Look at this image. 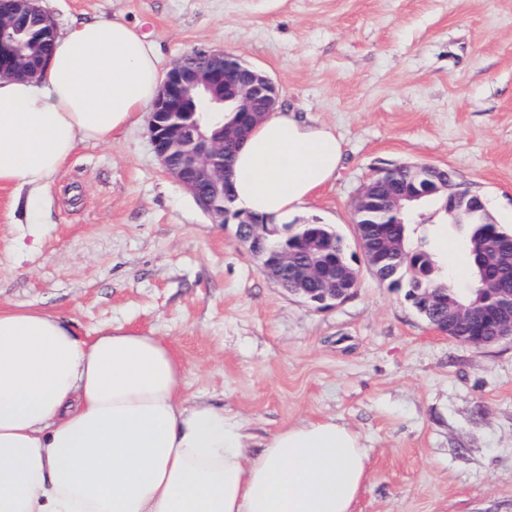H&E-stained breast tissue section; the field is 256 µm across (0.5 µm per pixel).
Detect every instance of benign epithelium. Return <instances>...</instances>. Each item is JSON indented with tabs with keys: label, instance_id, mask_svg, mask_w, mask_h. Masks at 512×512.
I'll return each instance as SVG.
<instances>
[{
	"label": "benign epithelium",
	"instance_id": "obj_1",
	"mask_svg": "<svg viewBox=\"0 0 512 512\" xmlns=\"http://www.w3.org/2000/svg\"><path fill=\"white\" fill-rule=\"evenodd\" d=\"M1 55L8 57L5 63H0L1 76H32L38 72L36 65L20 63L8 55L6 44L0 40ZM193 95L200 98L201 109L188 129L176 119L175 113L184 100ZM279 96V87L268 75L223 50L185 55L165 73L150 111L149 130L154 151L164 173L192 195L212 223L225 222L224 206L216 203V198L224 195L227 182L224 144L240 138L239 130L234 127L223 128L220 138L209 137L212 126L224 123L225 98L235 100L237 111L254 126L274 112ZM186 141L192 142V148L183 149ZM456 182L455 174L450 171L448 179H438L428 190L413 196L406 189L371 180L357 196L354 211L365 209L371 198L382 195L391 209L413 212L418 207L416 200L440 191L445 194L450 214L463 203L472 210L486 209L481 194L470 189L463 191L455 186ZM237 235L259 259L261 272L283 286L288 270V248L268 254L264 235L253 225L239 226ZM358 282V270L353 267L325 269L309 265L296 270L294 279L286 282V291L306 302L312 300L334 306L348 299ZM414 301L425 313L433 315L432 327L445 336L467 327L473 336L466 343L476 348L512 341V283L485 276L475 298L460 300L427 289L416 294Z\"/></svg>",
	"mask_w": 512,
	"mask_h": 512
}]
</instances>
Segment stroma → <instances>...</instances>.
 Wrapping results in <instances>:
<instances>
[{
  "mask_svg": "<svg viewBox=\"0 0 512 512\" xmlns=\"http://www.w3.org/2000/svg\"><path fill=\"white\" fill-rule=\"evenodd\" d=\"M57 26L119 17L161 69L226 50L268 74L283 109L333 127L344 159L296 224L332 225L352 257L353 202L379 170L455 172L512 230V0H42ZM41 246L21 249L30 221ZM413 244L467 281L459 237ZM352 297L320 308L263 275L232 224L165 176L147 123L86 143L35 213L0 189V305L48 310L84 336L162 337L186 396L242 418L254 441L332 416L370 458L356 512H512V342L435 333L404 290L360 263Z\"/></svg>",
  "mask_w": 512,
  "mask_h": 512,
  "instance_id": "obj_1",
  "label": "stroma"
}]
</instances>
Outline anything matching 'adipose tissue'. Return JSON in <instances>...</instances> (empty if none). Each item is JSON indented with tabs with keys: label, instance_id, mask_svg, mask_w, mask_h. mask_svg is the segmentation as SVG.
<instances>
[{
	"label": "adipose tissue",
	"instance_id": "1",
	"mask_svg": "<svg viewBox=\"0 0 512 512\" xmlns=\"http://www.w3.org/2000/svg\"><path fill=\"white\" fill-rule=\"evenodd\" d=\"M162 79L137 26L74 19L40 77L0 79V186L42 201L81 144L141 122ZM342 160L331 126L272 113L236 153L233 204L287 218ZM183 377L160 337L109 325L85 339L46 310L0 307V512H355L358 434L308 420L252 454L246 424L185 396Z\"/></svg>",
	"mask_w": 512,
	"mask_h": 512
}]
</instances>
